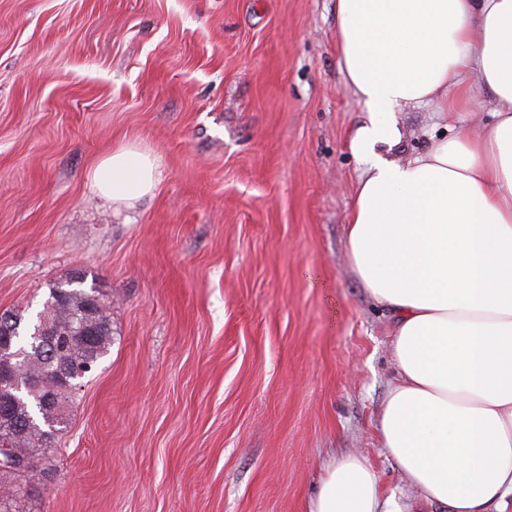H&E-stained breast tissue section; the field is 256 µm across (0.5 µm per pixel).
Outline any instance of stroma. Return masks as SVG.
Here are the masks:
<instances>
[{
    "mask_svg": "<svg viewBox=\"0 0 512 512\" xmlns=\"http://www.w3.org/2000/svg\"><path fill=\"white\" fill-rule=\"evenodd\" d=\"M366 116L336 0H0V309L76 271L112 309L19 512H308L353 453L413 501L377 433L391 319L347 260ZM396 118L399 158L460 128ZM126 145L161 171L130 207L89 180Z\"/></svg>",
    "mask_w": 512,
    "mask_h": 512,
    "instance_id": "1",
    "label": "stroma"
}]
</instances>
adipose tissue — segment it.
I'll return each instance as SVG.
<instances>
[{"instance_id":"obj_1","label":"adipose tissue","mask_w":512,"mask_h":512,"mask_svg":"<svg viewBox=\"0 0 512 512\" xmlns=\"http://www.w3.org/2000/svg\"><path fill=\"white\" fill-rule=\"evenodd\" d=\"M346 81L369 118L345 226L349 265L392 317L382 449L429 512H512V0H336ZM489 91L494 120L402 161L395 109L448 114ZM158 160L123 146L90 182L129 203ZM364 456L333 463L309 512H381Z\"/></svg>"}]
</instances>
